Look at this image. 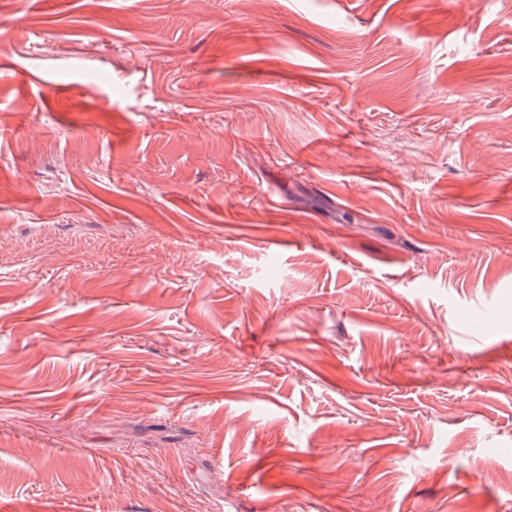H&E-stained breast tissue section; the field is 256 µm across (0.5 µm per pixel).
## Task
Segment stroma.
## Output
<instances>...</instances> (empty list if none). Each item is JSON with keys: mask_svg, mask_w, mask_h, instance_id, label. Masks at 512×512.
Wrapping results in <instances>:
<instances>
[{"mask_svg": "<svg viewBox=\"0 0 512 512\" xmlns=\"http://www.w3.org/2000/svg\"><path fill=\"white\" fill-rule=\"evenodd\" d=\"M0 120L5 512H512V0H0Z\"/></svg>", "mask_w": 512, "mask_h": 512, "instance_id": "1", "label": "stroma"}]
</instances>
